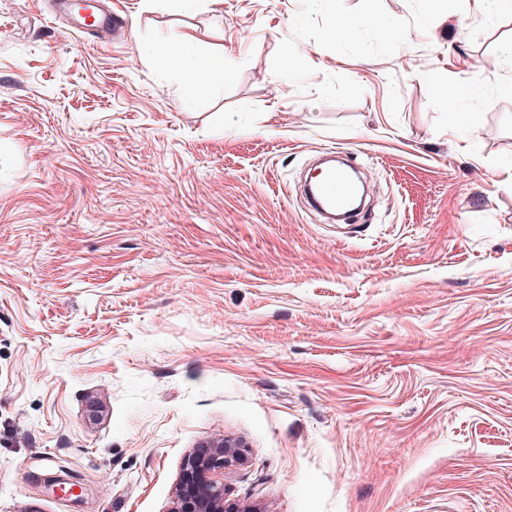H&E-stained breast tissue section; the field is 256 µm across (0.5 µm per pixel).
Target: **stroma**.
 <instances>
[{"label": "stroma", "mask_w": 512, "mask_h": 512, "mask_svg": "<svg viewBox=\"0 0 512 512\" xmlns=\"http://www.w3.org/2000/svg\"><path fill=\"white\" fill-rule=\"evenodd\" d=\"M111 7L127 40L0 0V512H169L222 437L259 512H512V8ZM174 32L232 79L184 101ZM330 151L346 224L301 194Z\"/></svg>", "instance_id": "35a3bbf8"}]
</instances>
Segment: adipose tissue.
I'll return each instance as SVG.
<instances>
[{"instance_id":"obj_1","label":"adipose tissue","mask_w":512,"mask_h":512,"mask_svg":"<svg viewBox=\"0 0 512 512\" xmlns=\"http://www.w3.org/2000/svg\"><path fill=\"white\" fill-rule=\"evenodd\" d=\"M163 64L181 77V87L187 98H194L200 76L218 81L231 79L232 72L223 56L196 52L191 36L180 34L158 43L155 47Z\"/></svg>"}]
</instances>
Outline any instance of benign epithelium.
<instances>
[{
    "instance_id": "7a95c632",
    "label": "benign epithelium",
    "mask_w": 512,
    "mask_h": 512,
    "mask_svg": "<svg viewBox=\"0 0 512 512\" xmlns=\"http://www.w3.org/2000/svg\"><path fill=\"white\" fill-rule=\"evenodd\" d=\"M249 449L226 438L206 441L184 461V476L175 489L171 512H256L250 506L229 504L224 484L216 475L224 469L243 465Z\"/></svg>"
}]
</instances>
